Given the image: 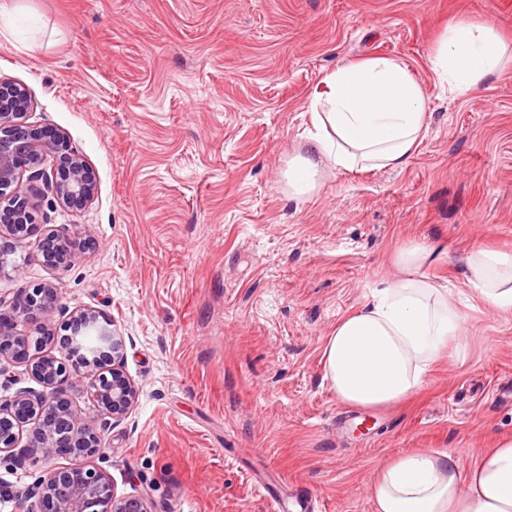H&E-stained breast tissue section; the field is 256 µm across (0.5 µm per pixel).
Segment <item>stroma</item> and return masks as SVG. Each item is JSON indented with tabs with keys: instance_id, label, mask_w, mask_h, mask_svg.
Listing matches in <instances>:
<instances>
[{
	"instance_id": "stroma-1",
	"label": "stroma",
	"mask_w": 512,
	"mask_h": 512,
	"mask_svg": "<svg viewBox=\"0 0 512 512\" xmlns=\"http://www.w3.org/2000/svg\"><path fill=\"white\" fill-rule=\"evenodd\" d=\"M488 19L512 37L506 0H28L0 26V80L26 88L32 123L65 134L93 200L42 194L38 223L80 245L65 268L22 248L0 296L61 287L72 311L126 338L138 399L105 428L96 464L150 512H374L381 461L455 449L470 465L512 437V315L486 308L464 258L512 249V69L465 97L429 56L449 20ZM404 61L427 132L401 170L329 175L310 199L283 172L313 126L311 88L339 62ZM410 240L446 251L431 273L466 315L462 364H440L408 404L339 402L326 337L359 308ZM369 420V434L356 424Z\"/></svg>"
}]
</instances>
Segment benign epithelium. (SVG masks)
I'll return each instance as SVG.
<instances>
[{"mask_svg": "<svg viewBox=\"0 0 512 512\" xmlns=\"http://www.w3.org/2000/svg\"><path fill=\"white\" fill-rule=\"evenodd\" d=\"M30 98L18 84L0 82V273L8 256L35 240L46 265L66 267L76 256L74 242L36 222L37 203L29 183L42 181L64 207L88 203L94 184L82 156L60 134L28 122ZM53 167H45L47 159ZM10 320H0V377L12 378L21 367L39 388H21L0 400V455L12 454L22 438L36 471L25 490L23 512H150L146 495H119L108 475L91 465L107 453L98 418L72 408L64 384H83L100 408V416L118 422L137 397L133 381L122 370L125 337L92 310L74 312L69 333L55 338L51 323L62 308L60 287L47 283L21 288L10 299L0 298ZM93 335L89 345L83 336ZM53 342L71 359L66 366L45 353ZM67 460L64 465L57 464Z\"/></svg>", "mask_w": 512, "mask_h": 512, "instance_id": "1", "label": "benign epithelium"}]
</instances>
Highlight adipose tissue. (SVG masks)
Here are the masks:
<instances>
[{
    "mask_svg": "<svg viewBox=\"0 0 512 512\" xmlns=\"http://www.w3.org/2000/svg\"><path fill=\"white\" fill-rule=\"evenodd\" d=\"M440 85L465 95L512 66V44L488 20L448 25L429 57ZM315 134L288 161V195L310 198L332 172L406 167L427 127L426 99L406 64L384 56L342 62L310 90ZM435 247L417 241L392 257L393 277L379 281L359 309L327 338L323 366L344 405L385 408L419 390L441 359H460L465 318L448 290L428 275ZM475 296L512 312V252L476 248L465 258ZM374 512H512V438L499 440L469 466L456 452L422 449L378 466Z\"/></svg>",
    "mask_w": 512,
    "mask_h": 512,
    "instance_id": "ef3b65f1",
    "label": "adipose tissue"
}]
</instances>
